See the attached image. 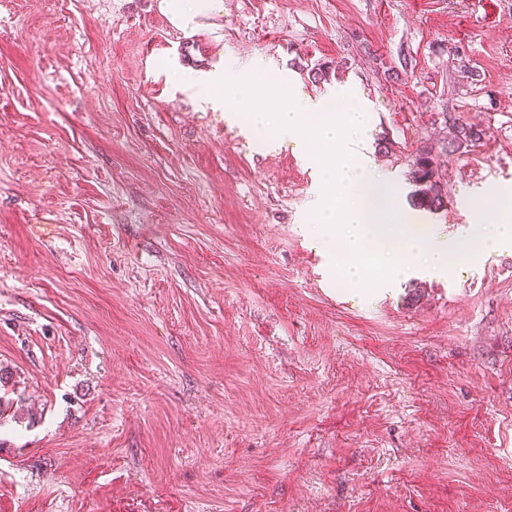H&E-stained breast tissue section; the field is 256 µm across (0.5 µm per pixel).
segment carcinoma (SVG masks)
<instances>
[{"label": "carcinoma", "mask_w": 512, "mask_h": 512, "mask_svg": "<svg viewBox=\"0 0 512 512\" xmlns=\"http://www.w3.org/2000/svg\"><path fill=\"white\" fill-rule=\"evenodd\" d=\"M451 123L452 134L437 144L419 148L412 160V205L418 209L436 212L447 206L448 192L439 177V159L443 155L460 154L464 149L480 141L484 130L462 117L445 118Z\"/></svg>", "instance_id": "carcinoma-1"}]
</instances>
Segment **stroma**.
I'll return each instance as SVG.
<instances>
[{
  "label": "stroma",
  "mask_w": 512,
  "mask_h": 512,
  "mask_svg": "<svg viewBox=\"0 0 512 512\" xmlns=\"http://www.w3.org/2000/svg\"><path fill=\"white\" fill-rule=\"evenodd\" d=\"M158 2L0 0V512H512V251L337 283L318 159L175 79L354 90L406 208L445 116L481 125L415 213L463 250L512 186V0ZM158 6L181 30L192 28L201 17L224 11L223 0H159Z\"/></svg>",
  "instance_id": "stroma-1"
}]
</instances>
